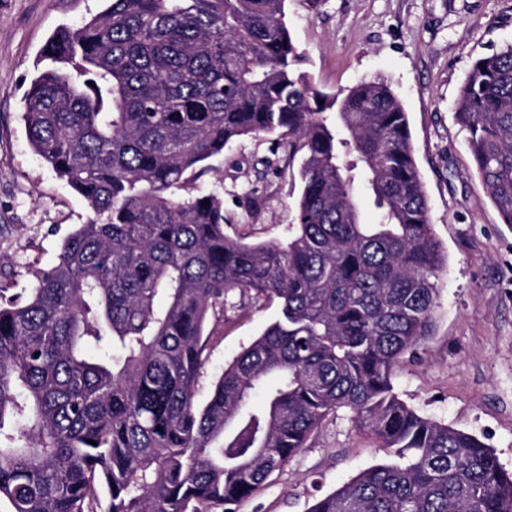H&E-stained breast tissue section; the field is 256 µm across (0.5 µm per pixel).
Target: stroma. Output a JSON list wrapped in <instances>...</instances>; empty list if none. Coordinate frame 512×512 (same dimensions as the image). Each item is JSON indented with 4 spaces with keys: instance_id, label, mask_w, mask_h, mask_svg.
<instances>
[{
    "instance_id": "obj_1",
    "label": "stroma",
    "mask_w": 512,
    "mask_h": 512,
    "mask_svg": "<svg viewBox=\"0 0 512 512\" xmlns=\"http://www.w3.org/2000/svg\"><path fill=\"white\" fill-rule=\"evenodd\" d=\"M105 0H0V268L14 271L11 296L91 212L32 150L24 100L47 39L80 27ZM288 26L313 85L334 94L362 80L387 83L407 112L436 237L448 263L440 276L433 336L394 368L401 398L419 412L475 434L512 472V225L502 223L472 172L467 133L454 104L473 61L512 43V0H288ZM198 180L224 202L230 234L282 241L296 223L298 160L247 137L212 159ZM275 301L240 292L211 322L198 402L225 365L273 321ZM331 415L238 512H307L313 500L390 460Z\"/></svg>"
}]
</instances>
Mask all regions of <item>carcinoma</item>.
I'll use <instances>...</instances> for the list:
<instances>
[{
    "instance_id": "1",
    "label": "carcinoma",
    "mask_w": 512,
    "mask_h": 512,
    "mask_svg": "<svg viewBox=\"0 0 512 512\" xmlns=\"http://www.w3.org/2000/svg\"><path fill=\"white\" fill-rule=\"evenodd\" d=\"M108 2L50 36L25 98L34 151L92 217L0 303V505L236 512L342 410L394 459L309 512H512L494 451L393 383L431 336L448 255L391 88L314 87L286 0ZM455 118L512 224V44L472 63ZM257 135L301 155L285 242L232 236L218 196L179 194ZM233 290L279 313L201 405L206 327Z\"/></svg>"
}]
</instances>
